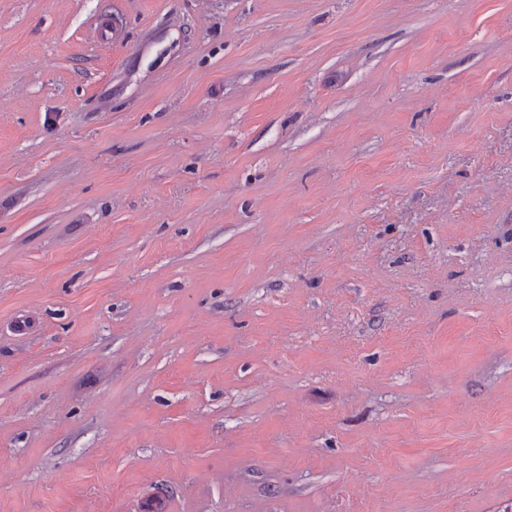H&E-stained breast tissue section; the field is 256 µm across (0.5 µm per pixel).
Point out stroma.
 <instances>
[{
  "instance_id": "obj_1",
  "label": "stroma",
  "mask_w": 512,
  "mask_h": 512,
  "mask_svg": "<svg viewBox=\"0 0 512 512\" xmlns=\"http://www.w3.org/2000/svg\"><path fill=\"white\" fill-rule=\"evenodd\" d=\"M0 467L512 512V0H0Z\"/></svg>"
}]
</instances>
